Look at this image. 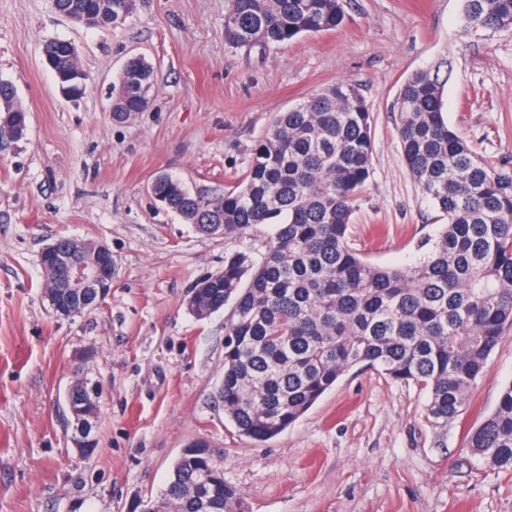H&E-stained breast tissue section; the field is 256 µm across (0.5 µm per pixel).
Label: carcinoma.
I'll return each mask as SVG.
<instances>
[{
  "label": "carcinoma",
  "mask_w": 512,
  "mask_h": 512,
  "mask_svg": "<svg viewBox=\"0 0 512 512\" xmlns=\"http://www.w3.org/2000/svg\"><path fill=\"white\" fill-rule=\"evenodd\" d=\"M346 0H228L224 42L261 53L344 23ZM99 28L120 24L135 0H54ZM465 30L512 29V0H464ZM57 84L86 89L67 43L48 42ZM441 62L410 74L394 104L407 170L446 218L423 258L386 267L349 244L351 217L372 174L369 108L339 81L278 113L246 171L219 197L184 191L163 174L162 205L206 234L274 232L260 262L237 252L198 280L189 300L200 318L232 304L224 329V415L240 435L271 439L298 421L357 366L428 392V418L446 426L466 403L503 336L512 330V163L488 162L447 122ZM154 67L130 58L112 86L113 116L144 111ZM27 124L11 81L0 78V145ZM467 448L512 472V382L493 412L467 434ZM247 512L224 467L203 454L178 457L156 512Z\"/></svg>",
  "instance_id": "obj_1"
}]
</instances>
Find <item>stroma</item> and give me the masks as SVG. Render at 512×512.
I'll return each instance as SVG.
<instances>
[{
    "label": "stroma",
    "mask_w": 512,
    "mask_h": 512,
    "mask_svg": "<svg viewBox=\"0 0 512 512\" xmlns=\"http://www.w3.org/2000/svg\"><path fill=\"white\" fill-rule=\"evenodd\" d=\"M226 0H136L101 29L52 0H0V77L28 112L0 150V512H130L156 498L186 444L207 440L248 512H512V473L473 455L469 428L512 381V333L489 357L460 415L439 427L428 394L352 369L293 426L255 442L224 416V324L189 309L200 278L237 251L261 259L271 230L206 235L151 194L166 173L217 197L247 168L275 115L339 80L372 116L373 173L350 244L372 263H414L445 219L403 160L393 104L411 73L448 63V123L479 155L512 159V29L467 34L463 0H349L344 25L265 53L224 43ZM71 41L88 75L63 96L42 52ZM155 68L146 111L112 116L125 61ZM61 236L112 251V289L62 319L42 294V250ZM98 384V447L71 444L62 396Z\"/></svg>",
    "instance_id": "stroma-1"
}]
</instances>
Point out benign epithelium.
Segmentation results:
<instances>
[{"label":"benign epithelium","instance_id":"1","mask_svg":"<svg viewBox=\"0 0 512 512\" xmlns=\"http://www.w3.org/2000/svg\"><path fill=\"white\" fill-rule=\"evenodd\" d=\"M83 247V241L70 238L49 244L41 252L40 260L51 262L59 274V280L69 288L79 306L57 304L54 315L70 318L78 310H88L105 297L112 289V251L104 244H97L93 260L82 261L76 252ZM98 388L85 385L84 379L75 380L65 393V406L70 416L71 443L79 452L90 455L97 443Z\"/></svg>","mask_w":512,"mask_h":512}]
</instances>
